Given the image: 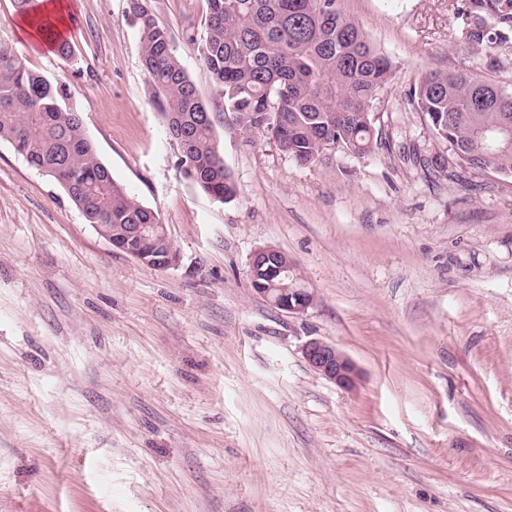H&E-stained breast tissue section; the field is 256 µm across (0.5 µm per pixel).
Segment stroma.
I'll use <instances>...</instances> for the list:
<instances>
[{
  "label": "stroma",
  "instance_id": "1",
  "mask_svg": "<svg viewBox=\"0 0 512 512\" xmlns=\"http://www.w3.org/2000/svg\"><path fill=\"white\" fill-rule=\"evenodd\" d=\"M71 56L0 40L66 83L113 178L166 225L143 264L0 140V512H512V177L408 160L440 146L409 101L428 71L512 88L452 37L456 0H337L394 65L378 145L302 166L225 112L198 47L206 0H147L215 114L236 197L179 167L128 0H69ZM271 246L315 295L255 294ZM319 338L362 377L314 372ZM273 282L277 285L275 288H254V291L264 297L269 303L273 306L277 307L280 310L286 311L290 314H302L307 308L310 306V302L308 301V297L311 292L308 288H302L299 284V278H284L282 280L273 279ZM283 288V292L288 297V300L283 299V297L278 293L277 289ZM288 288H296L294 289V298L288 294ZM302 354L308 365L322 377L346 390L356 388L361 371L336 345L312 338L303 345Z\"/></svg>",
  "mask_w": 512,
  "mask_h": 512
}]
</instances>
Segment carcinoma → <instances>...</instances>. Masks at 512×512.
I'll list each match as a JSON object with an SVG mask.
<instances>
[{
  "mask_svg": "<svg viewBox=\"0 0 512 512\" xmlns=\"http://www.w3.org/2000/svg\"><path fill=\"white\" fill-rule=\"evenodd\" d=\"M206 36L199 48L212 83L244 130H258L301 165L319 161L328 139L353 155L374 147L376 96L391 82L390 60L336 0H207ZM460 35L488 65L512 44V0H460ZM142 64L159 95L166 133L181 144L185 177L224 203L236 186L224 167L211 112L153 14L133 17ZM68 89L28 68L0 42V140L56 180L89 224L133 255L155 249L128 240L127 224H157L153 211L112 178L66 105ZM411 103L447 154L424 160L444 171L461 168L512 177V89L466 73L430 72L414 85Z\"/></svg>",
  "mask_w": 512,
  "mask_h": 512,
  "instance_id": "cac0c4a2",
  "label": "carcinoma"
}]
</instances>
